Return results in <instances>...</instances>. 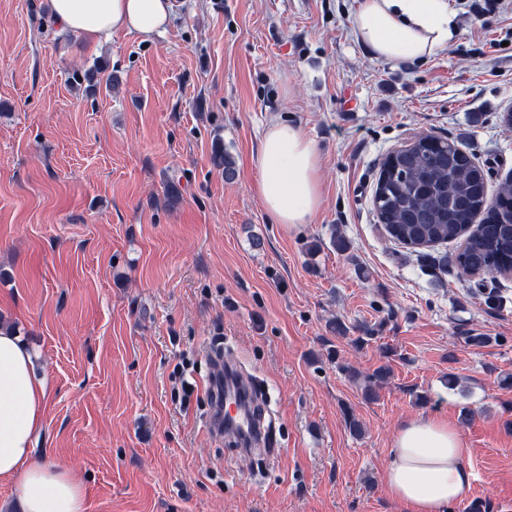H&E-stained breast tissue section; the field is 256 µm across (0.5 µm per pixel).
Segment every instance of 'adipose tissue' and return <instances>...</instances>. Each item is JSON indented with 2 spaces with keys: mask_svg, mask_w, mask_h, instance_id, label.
I'll use <instances>...</instances> for the list:
<instances>
[{
  "mask_svg": "<svg viewBox=\"0 0 512 512\" xmlns=\"http://www.w3.org/2000/svg\"><path fill=\"white\" fill-rule=\"evenodd\" d=\"M63 29L96 45L129 32L149 40L170 20L169 0H51ZM447 0H359L356 39L379 60L398 66L432 55L454 35ZM254 189L281 224H308L322 203V158L302 125L274 117L252 159ZM51 396L29 346L0 329V478L19 488L20 512H86L80 479L64 465L36 462L33 441ZM463 435L441 419L420 415L395 437L384 483L405 512H446L463 499L472 474Z\"/></svg>",
  "mask_w": 512,
  "mask_h": 512,
  "instance_id": "obj_1",
  "label": "adipose tissue"
}]
</instances>
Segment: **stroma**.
Here are the masks:
<instances>
[{"label": "stroma", "mask_w": 512, "mask_h": 512, "mask_svg": "<svg viewBox=\"0 0 512 512\" xmlns=\"http://www.w3.org/2000/svg\"><path fill=\"white\" fill-rule=\"evenodd\" d=\"M171 3L161 35L99 47L50 0H0V322L51 386L37 459L80 475L86 512H402L383 472L399 426L434 415L470 450L447 512H512V276L408 250L373 205L422 132L472 152L489 191L512 178V0H448V45L396 68L356 41V0ZM274 116L321 151L312 223L254 190ZM218 338L268 395L259 473L209 428Z\"/></svg>", "instance_id": "35a3bbf8"}]
</instances>
